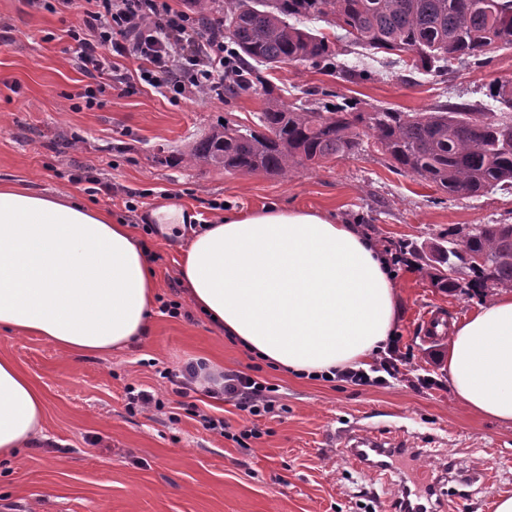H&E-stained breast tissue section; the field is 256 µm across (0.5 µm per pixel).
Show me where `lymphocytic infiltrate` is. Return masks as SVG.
<instances>
[{
    "mask_svg": "<svg viewBox=\"0 0 512 512\" xmlns=\"http://www.w3.org/2000/svg\"><path fill=\"white\" fill-rule=\"evenodd\" d=\"M34 10L75 13L67 32L74 41L73 62L88 79L113 81L126 94L139 83L162 90L175 102L199 95L223 97L224 80L237 70V53L224 41V25L218 18H203L176 10L168 0H93V9L78 11L76 0H24ZM140 61L136 75L112 67L111 56ZM403 363L397 340H390L370 369L334 371L335 379L357 386H386ZM208 397L232 403L244 415L243 429L220 417L201 415L208 431L233 441L252 453V441L260 439V418L273 414L276 387L236 370L225 371L219 387L207 388Z\"/></svg>",
    "mask_w": 512,
    "mask_h": 512,
    "instance_id": "obj_1",
    "label": "lymphocytic infiltrate"
}]
</instances>
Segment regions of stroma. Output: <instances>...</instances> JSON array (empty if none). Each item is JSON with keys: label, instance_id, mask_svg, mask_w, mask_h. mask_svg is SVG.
<instances>
[{"label": "stroma", "instance_id": "1", "mask_svg": "<svg viewBox=\"0 0 512 512\" xmlns=\"http://www.w3.org/2000/svg\"><path fill=\"white\" fill-rule=\"evenodd\" d=\"M66 17L35 12L22 0H0V183L72 195L131 225L150 254L163 301L181 316L153 310L146 336L105 354H71L38 336L0 331L10 358L44 395V439L13 460H0V512H389L383 484L345 462L338 438L356 427L406 434L418 447L455 460L458 469L487 466L512 489V425L478 415L456 399L443 369L447 340L421 336L424 311L457 322L481 302L478 294L443 288L428 276L433 250L453 228L512 224V193L451 196L397 171L387 156L361 150L303 169L291 180L262 172L229 174L205 164H168L221 122L254 126L262 88L289 104L357 111L425 112L445 103L479 104L496 79H512V48L482 69L455 67L433 76L409 70L404 54L347 45L348 65L366 70L348 79L311 64L261 69L258 88L218 100L172 102L144 87L131 95L95 90L92 107L72 109L86 78L72 61ZM111 183L112 197L93 196L86 176ZM275 204L332 214L360 225L376 245L402 242L413 268L395 276V331L405 365L390 386H355L293 375L253 358L195 312L179 264L192 225L224 210ZM212 362L274 384L279 407L260 419L252 455L205 430L184 409L161 369ZM430 377L429 386L418 385ZM143 385L176 405V413L129 412L126 389ZM440 512H489V491L437 487Z\"/></svg>", "mask_w": 512, "mask_h": 512}]
</instances>
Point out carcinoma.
I'll use <instances>...</instances> for the list:
<instances>
[{
	"label": "carcinoma",
	"instance_id": "obj_1",
	"mask_svg": "<svg viewBox=\"0 0 512 512\" xmlns=\"http://www.w3.org/2000/svg\"><path fill=\"white\" fill-rule=\"evenodd\" d=\"M198 15L224 19V38L238 51L248 79L232 78L229 95L254 86L258 67L309 62L354 78L368 73L338 61L336 43L302 27L319 19L350 43L376 53H405L418 71L442 75L453 65L486 67L512 46V0H186ZM491 102L448 103L428 112H356L346 103L324 111L285 104L265 90L258 128H213L175 163H205L241 174L288 179L323 160L355 153L371 139L393 166L451 196L512 189V80L496 81ZM436 249L430 275L458 288L448 273L469 271L466 287L512 288V224L457 227ZM448 269H443V266Z\"/></svg>",
	"mask_w": 512,
	"mask_h": 512
}]
</instances>
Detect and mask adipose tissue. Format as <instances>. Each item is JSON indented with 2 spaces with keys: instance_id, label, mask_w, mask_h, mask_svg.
Segmentation results:
<instances>
[{
  "instance_id": "ef3b65f1",
  "label": "adipose tissue",
  "mask_w": 512,
  "mask_h": 512,
  "mask_svg": "<svg viewBox=\"0 0 512 512\" xmlns=\"http://www.w3.org/2000/svg\"><path fill=\"white\" fill-rule=\"evenodd\" d=\"M192 306L256 359L319 375L363 366L398 316L384 256L356 225L275 205L232 212L190 241ZM156 282L130 225L69 197L0 185V328L91 355L145 335ZM448 384L468 409L512 424V291L454 325ZM42 393L0 357V458L44 431Z\"/></svg>"
}]
</instances>
